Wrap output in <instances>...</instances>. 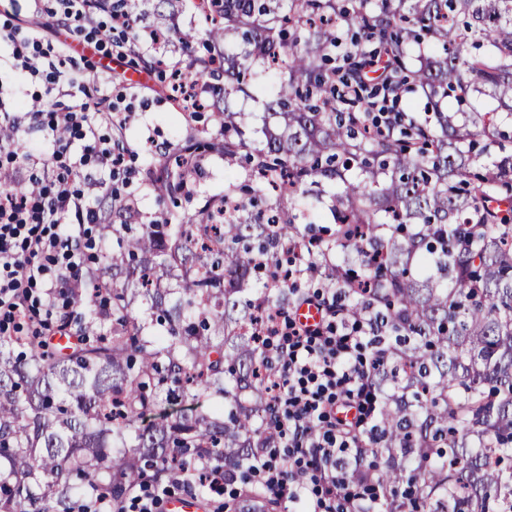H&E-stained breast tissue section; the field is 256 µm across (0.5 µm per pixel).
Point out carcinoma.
I'll use <instances>...</instances> for the list:
<instances>
[{
    "label": "carcinoma",
    "instance_id": "obj_1",
    "mask_svg": "<svg viewBox=\"0 0 512 512\" xmlns=\"http://www.w3.org/2000/svg\"><path fill=\"white\" fill-rule=\"evenodd\" d=\"M208 21L191 77L212 130L148 163L158 196H193L205 163L245 157L243 182L202 210L146 224L111 203L102 261L63 314L68 351L0 337V512L119 509L146 477L235 478L272 415L258 326L298 279L336 288L346 316L394 336L378 374L387 512H512V0H191ZM186 0H133L183 47ZM376 43L367 50L359 38ZM280 71L253 147L227 106L256 63ZM421 93L432 117L370 136ZM305 235L290 204L323 203ZM203 391L235 408L198 406ZM253 512L282 495L241 482Z\"/></svg>",
    "mask_w": 512,
    "mask_h": 512
}]
</instances>
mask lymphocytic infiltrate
I'll return each instance as SVG.
<instances>
[{
  "label": "lymphocytic infiltrate",
  "instance_id": "f902f5d3",
  "mask_svg": "<svg viewBox=\"0 0 512 512\" xmlns=\"http://www.w3.org/2000/svg\"><path fill=\"white\" fill-rule=\"evenodd\" d=\"M33 24H4L5 41L15 51L0 56V69L20 76L19 83L0 82V118L13 129L25 130L47 117L50 130H64L90 142L89 150L74 154L69 142H60L53 155L61 173L32 195L0 193V332H9L16 318L28 321L29 331L51 334L52 323L67 281L86 268L91 245L89 227L99 214L72 173L87 184L100 185L119 175L131 149L120 133L131 112L129 94L103 93L107 107L99 122L88 118L90 105L82 99L61 109L9 112L5 103L24 90L28 80L42 79L57 89L60 73L55 45L60 32L80 27L88 42H96L99 13H108L119 40L110 44L117 55L137 48L148 51L155 36L134 29L130 15L116 0H60L51 20L41 21V0H32ZM110 129L102 136L100 126ZM298 300L315 305L321 320L299 324L290 313L270 314V344L265 359L276 369L268 390L275 409L273 430L281 445L254 449L247 469L289 501L302 503L305 512H384L381 495L365 499L350 495L344 478L353 471L359 486H367L371 472L361 466L363 441L376 429L375 371L383 350L369 323L348 326L342 320L338 294L301 288Z\"/></svg>",
  "mask_w": 512,
  "mask_h": 512
}]
</instances>
